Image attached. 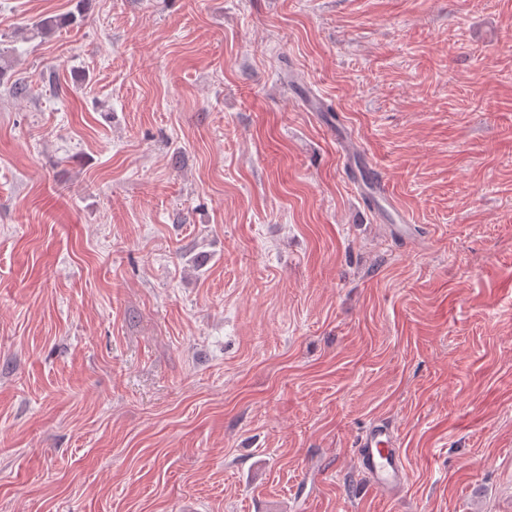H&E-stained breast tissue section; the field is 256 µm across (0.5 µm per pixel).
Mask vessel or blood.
<instances>
[{
	"label": "vessel or blood",
	"mask_w": 512,
	"mask_h": 512,
	"mask_svg": "<svg viewBox=\"0 0 512 512\" xmlns=\"http://www.w3.org/2000/svg\"><path fill=\"white\" fill-rule=\"evenodd\" d=\"M341 153L350 168V177L359 194L378 203L388 198V184L379 169L368 159L354 139L339 140ZM356 463L370 484L380 493L392 497L406 482L404 459L389 423L377 420L362 433L355 450Z\"/></svg>",
	"instance_id": "1"
}]
</instances>
